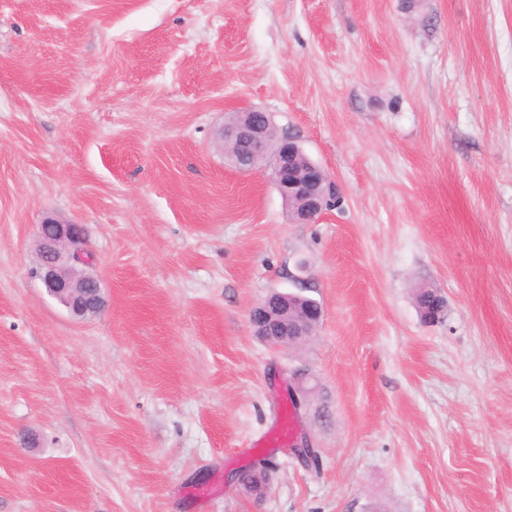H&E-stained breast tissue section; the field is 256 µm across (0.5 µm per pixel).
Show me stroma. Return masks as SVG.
Wrapping results in <instances>:
<instances>
[{"instance_id": "1", "label": "stroma", "mask_w": 512, "mask_h": 512, "mask_svg": "<svg viewBox=\"0 0 512 512\" xmlns=\"http://www.w3.org/2000/svg\"><path fill=\"white\" fill-rule=\"evenodd\" d=\"M252 107L336 183L316 223L225 158ZM48 217L99 312L36 276ZM273 289L304 343L255 335ZM297 372L316 469L255 445ZM377 506L512 512V0H0V512ZM298 309L290 314L291 305ZM323 315L321 305L301 295L272 291L250 313V322L257 336L274 346L306 340Z\"/></svg>"}]
</instances>
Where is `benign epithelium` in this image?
<instances>
[{
    "label": "benign epithelium",
    "mask_w": 512,
    "mask_h": 512,
    "mask_svg": "<svg viewBox=\"0 0 512 512\" xmlns=\"http://www.w3.org/2000/svg\"><path fill=\"white\" fill-rule=\"evenodd\" d=\"M272 126L270 115L262 110L258 111V120L247 126L224 125V153L235 162L237 144H247L249 152L240 170L267 169L283 199L302 201V208L293 215V222L312 224L328 205L329 197L336 195V184L317 163L310 161L302 168L297 167L295 159L303 151L300 143L287 135L270 141ZM44 223L53 228L36 270L44 288L75 316L97 312L103 304L100 282L74 265L75 254L86 253L82 226L54 218H48ZM322 315V307L317 301L275 290L251 310L250 322L255 334L264 341L283 346L306 340Z\"/></svg>",
    "instance_id": "obj_1"
}]
</instances>
